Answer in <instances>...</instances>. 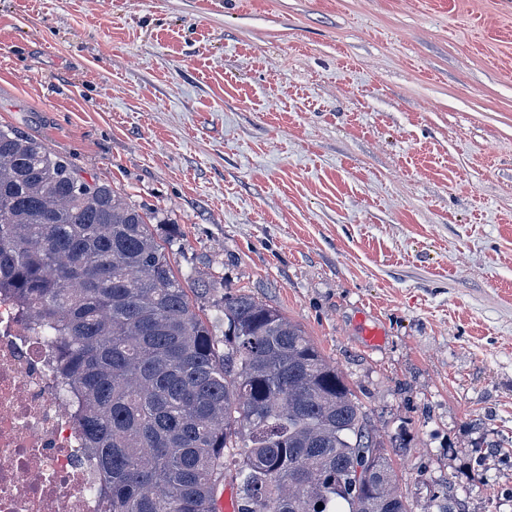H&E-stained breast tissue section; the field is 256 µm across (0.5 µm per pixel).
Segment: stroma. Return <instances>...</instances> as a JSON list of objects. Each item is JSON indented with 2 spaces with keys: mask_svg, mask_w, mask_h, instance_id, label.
<instances>
[{
  "mask_svg": "<svg viewBox=\"0 0 512 512\" xmlns=\"http://www.w3.org/2000/svg\"><path fill=\"white\" fill-rule=\"evenodd\" d=\"M1 125L301 325L412 512H512V0H0Z\"/></svg>",
  "mask_w": 512,
  "mask_h": 512,
  "instance_id": "obj_1",
  "label": "stroma"
}]
</instances>
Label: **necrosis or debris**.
<instances>
[{
	"label": "necrosis or debris",
	"mask_w": 512,
	"mask_h": 512,
	"mask_svg": "<svg viewBox=\"0 0 512 512\" xmlns=\"http://www.w3.org/2000/svg\"><path fill=\"white\" fill-rule=\"evenodd\" d=\"M54 343L0 302V512H104Z\"/></svg>",
	"instance_id": "4bbe7bcc"
}]
</instances>
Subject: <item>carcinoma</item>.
<instances>
[{
    "instance_id": "cac0c4a2",
    "label": "carcinoma",
    "mask_w": 512,
    "mask_h": 512,
    "mask_svg": "<svg viewBox=\"0 0 512 512\" xmlns=\"http://www.w3.org/2000/svg\"><path fill=\"white\" fill-rule=\"evenodd\" d=\"M151 219L0 127V301L54 337L108 512H411L376 429L301 326L224 293V337ZM323 508H318V504ZM433 512H456L448 484Z\"/></svg>"
}]
</instances>
